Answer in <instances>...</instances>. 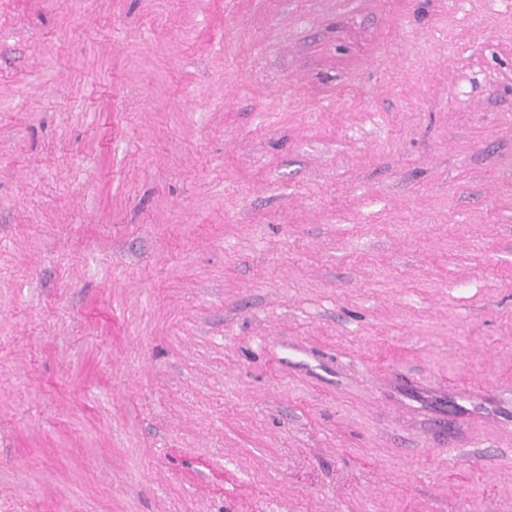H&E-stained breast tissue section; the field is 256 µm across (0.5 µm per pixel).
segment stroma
<instances>
[{
  "label": "stroma",
  "mask_w": 512,
  "mask_h": 512,
  "mask_svg": "<svg viewBox=\"0 0 512 512\" xmlns=\"http://www.w3.org/2000/svg\"><path fill=\"white\" fill-rule=\"evenodd\" d=\"M512 0H0V512H512Z\"/></svg>",
  "instance_id": "stroma-1"
}]
</instances>
